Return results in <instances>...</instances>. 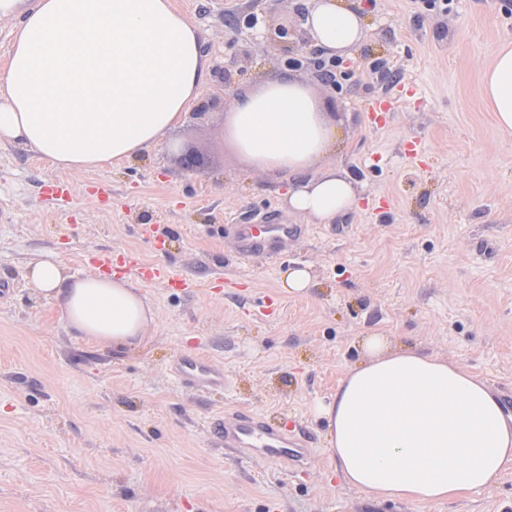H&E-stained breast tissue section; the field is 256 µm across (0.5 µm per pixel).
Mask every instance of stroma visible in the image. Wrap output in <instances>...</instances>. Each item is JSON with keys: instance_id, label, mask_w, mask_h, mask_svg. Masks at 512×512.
<instances>
[{"instance_id": "obj_1", "label": "stroma", "mask_w": 512, "mask_h": 512, "mask_svg": "<svg viewBox=\"0 0 512 512\" xmlns=\"http://www.w3.org/2000/svg\"><path fill=\"white\" fill-rule=\"evenodd\" d=\"M210 68L183 125L137 159L51 167L0 144V512H512V469L441 503L374 500L347 485L313 405L387 336L484 379L512 412V133L481 95L485 65L512 41V0H364L370 33L344 56L340 89L291 72L282 46L236 18L293 24L310 0H174ZM233 81L225 97L221 73ZM298 76L339 123L337 159L357 207L316 224L284 206L288 181L247 169L224 137L235 97ZM191 150L203 170H186ZM64 180L65 206L47 198ZM273 213L296 234L287 254L241 259L229 224ZM137 252L194 281L143 283L156 309L149 344L117 353L74 336L28 279L51 253L68 274L87 254ZM297 263L309 293L285 296ZM222 364L224 387L181 385L186 353ZM298 423L316 437L306 465L228 455L210 434L224 409Z\"/></svg>"}]
</instances>
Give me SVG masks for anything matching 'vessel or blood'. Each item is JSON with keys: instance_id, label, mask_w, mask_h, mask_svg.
<instances>
[{"instance_id": "vessel-or-blood-1", "label": "vessel or blood", "mask_w": 512, "mask_h": 512, "mask_svg": "<svg viewBox=\"0 0 512 512\" xmlns=\"http://www.w3.org/2000/svg\"><path fill=\"white\" fill-rule=\"evenodd\" d=\"M235 241L239 256L256 254L278 256L288 248V240L295 230L291 225L275 223L266 216L257 224H239L235 227ZM127 268L141 274L151 283L176 281L177 276L164 267L143 266L135 253H128ZM174 374L186 387L206 391L223 386L224 368L197 354L182 355L174 365ZM217 442L241 457L259 456L275 463L306 459L311 444L310 435L301 427H285L277 418L249 412L228 411L213 424Z\"/></svg>"}]
</instances>
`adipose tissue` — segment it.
<instances>
[{
  "label": "adipose tissue",
  "instance_id": "obj_1",
  "mask_svg": "<svg viewBox=\"0 0 512 512\" xmlns=\"http://www.w3.org/2000/svg\"><path fill=\"white\" fill-rule=\"evenodd\" d=\"M17 19L0 71V142L20 144L65 170L131 160L181 125L209 62L194 23L173 0H0ZM305 26L330 54L365 37L358 0H313ZM482 93L512 131V43L482 75ZM224 136L247 168L291 178L289 212L334 223L358 196L336 164L339 127L299 78H272L224 118ZM29 281L56 300L87 341L118 351L147 344L153 303L131 279L64 274L54 256L30 265ZM362 359L317 403L336 472L374 499L433 503L483 490L512 467V416L486 381L460 365L386 336L361 341Z\"/></svg>",
  "mask_w": 512,
  "mask_h": 512
}]
</instances>
